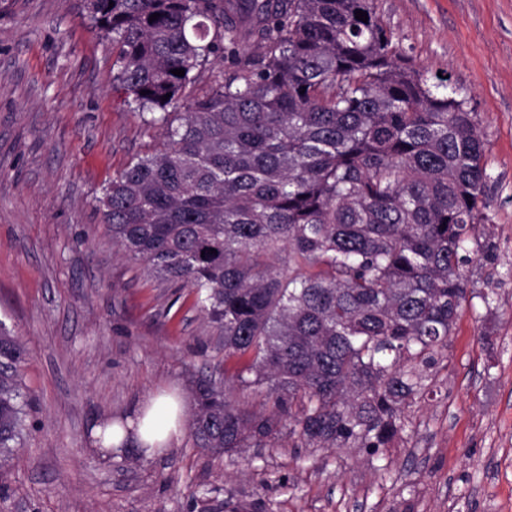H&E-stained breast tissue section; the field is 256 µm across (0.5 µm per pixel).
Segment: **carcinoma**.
I'll use <instances>...</instances> for the list:
<instances>
[{
    "mask_svg": "<svg viewBox=\"0 0 512 512\" xmlns=\"http://www.w3.org/2000/svg\"><path fill=\"white\" fill-rule=\"evenodd\" d=\"M90 20L112 36L113 88L166 134L112 178L102 223L194 294L265 397L257 412L201 376L195 446L261 448L285 420L309 445H385L487 249L478 113L428 82L375 0H96ZM27 355L0 323V468L24 441Z\"/></svg>",
    "mask_w": 512,
    "mask_h": 512,
    "instance_id": "obj_1",
    "label": "carcinoma"
}]
</instances>
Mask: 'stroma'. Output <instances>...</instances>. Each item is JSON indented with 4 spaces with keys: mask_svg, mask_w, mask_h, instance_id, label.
<instances>
[{
    "mask_svg": "<svg viewBox=\"0 0 512 512\" xmlns=\"http://www.w3.org/2000/svg\"><path fill=\"white\" fill-rule=\"evenodd\" d=\"M423 71L448 72L487 142L488 252L475 255L448 347L387 447L309 448L281 433L214 458L182 435L103 460L91 428L212 374L218 330L187 290L125 256L103 189L161 149L112 88L111 45L83 0H0V322L29 349L25 444L0 469V512H512V0H375Z\"/></svg>",
    "mask_w": 512,
    "mask_h": 512,
    "instance_id": "35a3bbf8",
    "label": "stroma"
}]
</instances>
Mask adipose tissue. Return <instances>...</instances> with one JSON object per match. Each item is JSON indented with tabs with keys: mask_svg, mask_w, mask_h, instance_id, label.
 <instances>
[{
	"mask_svg": "<svg viewBox=\"0 0 512 512\" xmlns=\"http://www.w3.org/2000/svg\"><path fill=\"white\" fill-rule=\"evenodd\" d=\"M184 402L180 397L159 393L140 402L128 415L92 427L89 442L106 460L133 443L147 457L171 448L183 433Z\"/></svg>",
	"mask_w": 512,
	"mask_h": 512,
	"instance_id": "1",
	"label": "adipose tissue"
}]
</instances>
